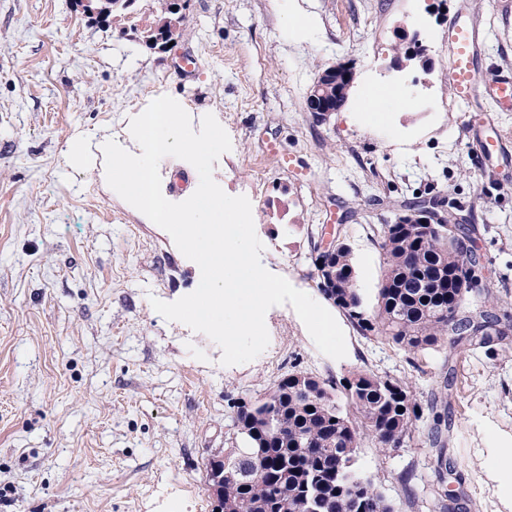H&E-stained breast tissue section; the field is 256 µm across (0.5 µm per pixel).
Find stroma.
Here are the masks:
<instances>
[{
  "mask_svg": "<svg viewBox=\"0 0 512 512\" xmlns=\"http://www.w3.org/2000/svg\"><path fill=\"white\" fill-rule=\"evenodd\" d=\"M461 9L488 34L481 80L512 69V0H186L164 51L113 33L76 0H0V512H211L206 466L239 442L237 399L293 371L340 383L361 369L404 378L422 404L444 394L447 484L464 512H502L478 424L512 435V336L491 359L464 346L408 354L366 338L320 291L315 268L321 239H344L373 313L387 270L374 228L416 197L434 199L477 227L483 283L512 315V110L477 101L480 120L505 136L485 157L448 78V19ZM404 25L429 68L394 65ZM186 56L195 68L176 76ZM338 63L353 68V87L320 123L309 90ZM386 85L409 90L407 106L383 124L348 120ZM160 95L193 124L210 113L226 130L232 148L214 180L250 200L263 266L331 309L346 357L322 354L285 304L268 311L267 349L225 366L209 337L152 308L151 298L195 291L199 266L67 154ZM428 428L395 451L359 443L358 472L399 512H435ZM407 469L413 507L398 481Z\"/></svg>",
  "mask_w": 512,
  "mask_h": 512,
  "instance_id": "35a3bbf8",
  "label": "stroma"
}]
</instances>
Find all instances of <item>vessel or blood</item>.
I'll use <instances>...</instances> for the list:
<instances>
[{
  "label": "vessel or blood",
  "instance_id": "vessel-or-blood-1",
  "mask_svg": "<svg viewBox=\"0 0 512 512\" xmlns=\"http://www.w3.org/2000/svg\"><path fill=\"white\" fill-rule=\"evenodd\" d=\"M487 48V36L479 21L460 11L448 22V60L450 79L458 100L469 104L477 94L489 97L500 109H512V72H500L493 80L482 82L478 63Z\"/></svg>",
  "mask_w": 512,
  "mask_h": 512
}]
</instances>
